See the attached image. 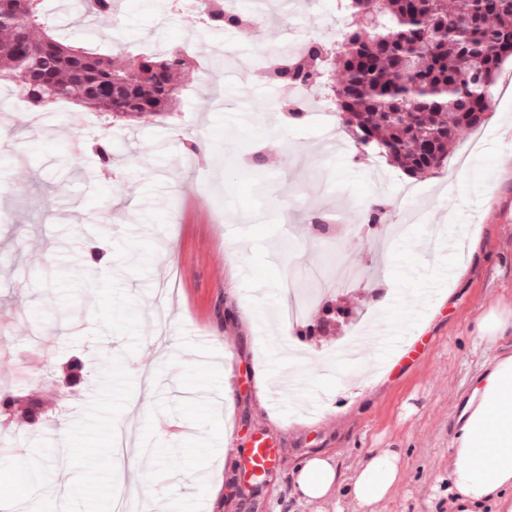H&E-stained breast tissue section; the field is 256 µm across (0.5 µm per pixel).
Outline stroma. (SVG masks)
Listing matches in <instances>:
<instances>
[{
  "instance_id": "1",
  "label": "stroma",
  "mask_w": 512,
  "mask_h": 512,
  "mask_svg": "<svg viewBox=\"0 0 512 512\" xmlns=\"http://www.w3.org/2000/svg\"><path fill=\"white\" fill-rule=\"evenodd\" d=\"M268 2L249 30L255 48L338 35L336 0ZM114 13L117 37L132 46L188 41L211 64L198 15L173 0H116ZM276 94L252 64L236 63L210 88L194 70L170 117L110 127L66 105L32 111L0 85V385L54 404L0 452V497L24 512H113L140 442L142 500L168 512H336L298 499L295 467L333 452L349 472L370 449L399 448L401 480L376 512H453L457 418L479 371L512 354V335L488 347L472 334L492 303L512 306V62L496 77L489 119L461 133L443 172L412 179L355 159L340 116L327 141L316 98L299 123H281ZM48 124L58 140L45 137ZM101 134L107 169L92 148ZM74 136L82 154L66 146ZM185 139L204 147L192 166ZM376 198L388 203L386 223L406 225L403 237L355 231ZM317 213L336 221L333 241L316 234ZM345 261L363 276L338 293L350 318L311 339L317 356L368 322L407 327L388 365L306 367L308 408L276 402L256 377L287 368L288 334L268 336L263 313L279 304L284 274L323 283ZM384 278L392 295L379 308L373 286ZM428 292L435 306L417 313L411 298ZM60 310L72 327L57 326ZM196 336L216 344L203 367ZM407 344L416 356L394 364ZM74 359L87 377L72 391L62 381ZM262 436L278 461L257 489L234 472ZM62 449L70 456L60 468ZM37 454L48 472L32 484L25 470Z\"/></svg>"
}]
</instances>
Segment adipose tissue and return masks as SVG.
I'll return each instance as SVG.
<instances>
[{
    "instance_id": "ef3b65f1",
    "label": "adipose tissue",
    "mask_w": 512,
    "mask_h": 512,
    "mask_svg": "<svg viewBox=\"0 0 512 512\" xmlns=\"http://www.w3.org/2000/svg\"><path fill=\"white\" fill-rule=\"evenodd\" d=\"M448 469V495L459 512H495L512 501V354L497 357L477 376L458 418ZM402 451L374 448L352 473L320 453L295 469L306 502L345 503L353 512H375L400 478Z\"/></svg>"
}]
</instances>
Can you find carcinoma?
<instances>
[{
	"label": "carcinoma",
	"mask_w": 512,
	"mask_h": 512,
	"mask_svg": "<svg viewBox=\"0 0 512 512\" xmlns=\"http://www.w3.org/2000/svg\"><path fill=\"white\" fill-rule=\"evenodd\" d=\"M0 26V82L28 107L50 112L62 101L114 120L155 121L173 111L178 78L193 68L181 46L104 54L59 36L44 22V0H9ZM338 43L309 39L266 70L279 87L328 91L329 105L352 132L355 158L377 153L409 176L448 161L461 131L481 126L492 84L512 59V0H340ZM214 28L243 30L247 10L208 0ZM82 17L112 18V0H78Z\"/></svg>",
	"instance_id": "carcinoma-1"
}]
</instances>
